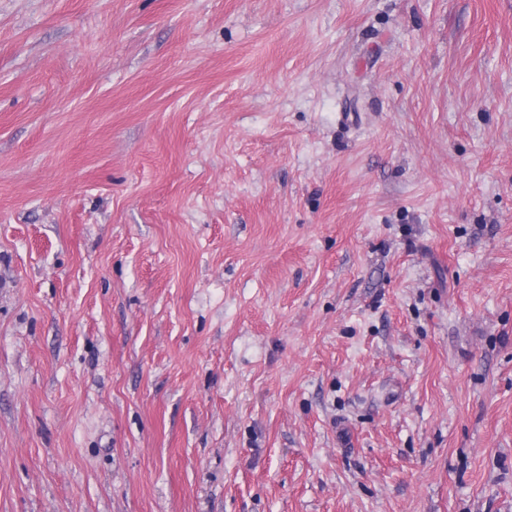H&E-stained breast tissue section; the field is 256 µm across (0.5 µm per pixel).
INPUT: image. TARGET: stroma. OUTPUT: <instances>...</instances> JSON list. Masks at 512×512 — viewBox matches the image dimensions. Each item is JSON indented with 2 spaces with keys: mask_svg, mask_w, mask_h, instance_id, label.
Returning a JSON list of instances; mask_svg holds the SVG:
<instances>
[{
  "mask_svg": "<svg viewBox=\"0 0 512 512\" xmlns=\"http://www.w3.org/2000/svg\"><path fill=\"white\" fill-rule=\"evenodd\" d=\"M0 512H512V0H0Z\"/></svg>",
  "mask_w": 512,
  "mask_h": 512,
  "instance_id": "obj_1",
  "label": "stroma"
}]
</instances>
